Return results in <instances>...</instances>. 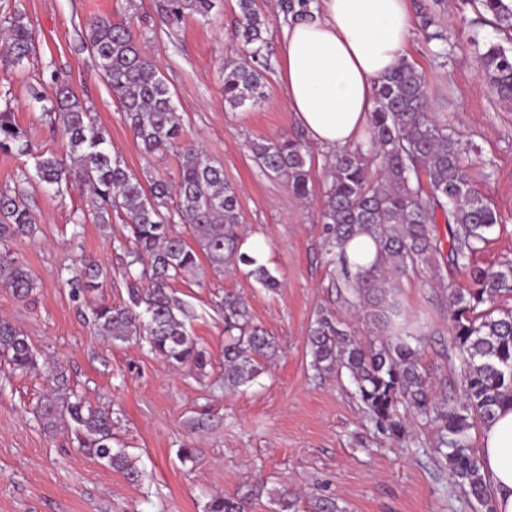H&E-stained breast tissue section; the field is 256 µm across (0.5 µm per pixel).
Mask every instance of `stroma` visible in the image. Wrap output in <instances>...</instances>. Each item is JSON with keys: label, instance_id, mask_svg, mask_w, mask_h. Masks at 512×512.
<instances>
[{"label": "stroma", "instance_id": "1", "mask_svg": "<svg viewBox=\"0 0 512 512\" xmlns=\"http://www.w3.org/2000/svg\"><path fill=\"white\" fill-rule=\"evenodd\" d=\"M36 32L35 52L24 65L0 59V109L11 108L31 145L63 156L65 141L53 138L31 87L53 95L56 81L68 82L108 132L112 149L137 176L175 178L178 158L143 154L104 77L84 47L87 24L99 17H133L136 34L174 95L181 123L203 155L224 168L238 190L248 240L261 245L265 261L282 281L271 294L247 267L217 274L210 268L172 283L193 310L191 335L206 349L204 372L175 370L136 341L97 335L86 322L87 304L127 300L123 258L117 244L127 229L112 214L108 227L81 223L88 195L82 184L57 194L31 188L39 214L36 239L9 247L37 280L32 301L0 287V317L9 318L41 357L60 363L70 386L88 405L112 412V445L126 449L141 471L133 482L81 450L70 425L45 431L36 409L51 393L45 374L12 371L0 358V512H206L219 493L265 492L251 512H274L269 494L288 490L306 507L316 495L339 499L346 512H477L452 481L435 450L436 429L415 412L403 414L404 441L380 432L354 396L348 377L317 374L306 339L320 309L336 312L356 333L363 324L329 287L320 212L328 154H312L315 193L294 196L280 180L263 174L249 144L259 138L297 133L279 82L281 33L288 21L280 0H256L268 18L265 37L271 72L266 97L253 108L224 104L222 68L239 57L235 33L237 0H219L208 18L188 16L167 27L158 0H21ZM415 20L406 57L436 91L435 110L471 145L472 180L491 200L502 224L475 257L480 268L512 260V106L501 102L480 74L478 46L512 49V32L498 28L479 0H411ZM434 12L451 44L447 68L438 67L434 45L420 20ZM103 266L98 288L75 294L67 283L81 256ZM468 272L446 262L405 277L400 300L423 333L420 363L432 396H460L447 362L453 344L445 287H472ZM248 301L256 324L278 341L281 351L249 383L224 387V318L218 304L225 292ZM191 449L184 459L183 449Z\"/></svg>", "mask_w": 512, "mask_h": 512}]
</instances>
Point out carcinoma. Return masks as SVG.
Masks as SVG:
<instances>
[{"label":"carcinoma","instance_id":"1","mask_svg":"<svg viewBox=\"0 0 512 512\" xmlns=\"http://www.w3.org/2000/svg\"><path fill=\"white\" fill-rule=\"evenodd\" d=\"M217 0H162L161 22L174 26L190 11L209 16ZM483 9L512 30V0H480ZM241 24L237 38L242 57L224 62V103L236 110L258 105L266 97L263 33L269 20L255 0H238ZM7 36L0 54L13 66L32 55L35 31L21 4H4ZM435 56L448 66V36L436 30ZM94 66L118 101L136 142L147 154L162 157L178 145L177 177L146 182L132 173L92 113L66 84L49 98L36 87L31 98L51 117L52 133L66 141L68 158L34 151L10 108L0 110V149L14 150L33 161L32 178L41 188L60 192L70 181L90 187L87 218L109 224L117 212L128 224L131 260L124 274L130 279L128 302H99L89 307L95 332L114 341L144 343L155 355L176 368L203 370L207 352L189 334L193 314L170 291L171 281L200 269L204 256L214 272L249 267L248 275L269 292L281 288L265 264L242 250L236 189L224 181V169L183 140V129L172 93L157 66L144 54L132 33V18L116 22L93 20L85 34ZM481 70L492 92L512 103V51L491 44L480 56ZM260 171L284 182L291 193L307 198L313 193L309 178V149L299 137L281 135L249 145ZM468 151L455 128L434 112L425 75L414 63L402 60L378 81L374 108L365 140L339 151L327 162L321 223L333 286L343 302L362 310L374 338L362 340L335 313L321 310L310 326L307 347L311 367L319 374L347 373L365 412L381 430L404 436L400 409L408 408L436 425V448L447 461L451 477L475 500L482 512H494L490 486L479 457L470 447L468 431L496 418L503 404L512 405V311L494 315L479 307L512 292V262L476 268L475 255L489 242L487 233L502 223L488 198L473 185L465 158ZM33 197L15 187L0 192V286L21 302L37 288L30 270L10 251L18 236L35 237L38 228ZM443 219L448 237L436 233ZM184 226L189 243L176 226ZM360 233L370 234L377 258L370 265L350 262L345 246ZM444 258L455 269L472 272L475 287L448 292L453 322V351L448 365L457 371L462 399L448 405V396L433 399L428 374L420 363L422 338L409 332L395 299L400 280ZM101 265L83 259L71 270L67 283L78 290L98 287ZM224 315V388L234 390L275 357L274 337L252 324L246 299L227 293L220 302ZM0 357L21 372L45 373L54 393L42 400L43 427L55 430L70 423L84 446L110 467L136 481L139 471L124 449L112 447V412L93 408L69 387L66 374L51 362L38 363L27 336L7 319H0ZM253 493L212 498L208 512H247ZM277 512H299L288 490L276 491ZM309 512H346L331 497L309 501Z\"/></svg>","mask_w":512,"mask_h":512}]
</instances>
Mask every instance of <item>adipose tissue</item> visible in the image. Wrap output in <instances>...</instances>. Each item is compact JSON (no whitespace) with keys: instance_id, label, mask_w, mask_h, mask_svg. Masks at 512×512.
<instances>
[{"instance_id":"ef3b65f1","label":"adipose tissue","mask_w":512,"mask_h":512,"mask_svg":"<svg viewBox=\"0 0 512 512\" xmlns=\"http://www.w3.org/2000/svg\"><path fill=\"white\" fill-rule=\"evenodd\" d=\"M412 36L406 0H318L282 40L288 107L309 141L338 150L366 126L379 79L404 57ZM481 471L496 512H512V407L482 431Z\"/></svg>"}]
</instances>
